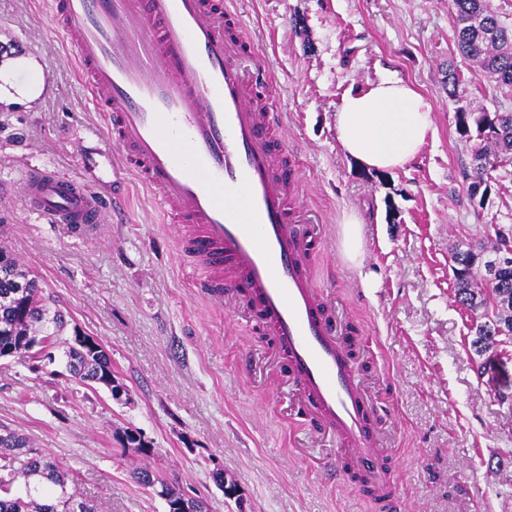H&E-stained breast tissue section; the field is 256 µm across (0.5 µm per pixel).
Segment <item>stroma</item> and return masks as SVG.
I'll return each instance as SVG.
<instances>
[{
	"label": "stroma",
	"mask_w": 512,
	"mask_h": 512,
	"mask_svg": "<svg viewBox=\"0 0 512 512\" xmlns=\"http://www.w3.org/2000/svg\"><path fill=\"white\" fill-rule=\"evenodd\" d=\"M251 49L268 67L285 114L288 153L302 182L298 205L328 243L314 260L325 300L374 344L363 358L371 397L399 428L391 448L398 490L414 512H512V339L478 358L471 316L457 305L449 255L512 225V158L487 172L491 191L471 198L475 139L456 110L512 111L498 86L459 54L448 0H235ZM0 52L36 60L41 94L0 102V246L36 274L61 308L104 346L120 397L75 384L65 343L38 368L0 359V426L56 457L80 494L104 512H167L140 467L162 472L211 512H375L351 487L327 479L336 453L296 419L268 384V342L245 327L231 298L197 291L174 225L136 182L109 185L94 152L102 122L44 0H0ZM462 81L449 100L447 68ZM395 77L432 108L433 132L404 168L360 169L337 139L342 97ZM42 163L126 200L123 223L77 239L25 209L21 178ZM356 210L365 234L360 266L341 250L339 219ZM258 355L244 371V354ZM507 400H500V393ZM147 453L125 448V430ZM237 485L226 495L212 475Z\"/></svg>",
	"instance_id": "obj_1"
}]
</instances>
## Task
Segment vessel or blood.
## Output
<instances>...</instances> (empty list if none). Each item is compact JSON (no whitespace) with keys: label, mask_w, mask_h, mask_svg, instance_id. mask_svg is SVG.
Here are the masks:
<instances>
[{"label":"vessel or blood","mask_w":512,"mask_h":512,"mask_svg":"<svg viewBox=\"0 0 512 512\" xmlns=\"http://www.w3.org/2000/svg\"><path fill=\"white\" fill-rule=\"evenodd\" d=\"M47 15L104 117L113 174L129 172L178 225L200 294L231 295L270 337L299 413L339 448L330 479L376 512H404L351 330L319 295L314 259L325 240L294 202L284 115L240 18L225 0H48ZM21 191L31 215L79 234L97 231L105 209L123 208L44 164L27 168Z\"/></svg>","instance_id":"b4317fda"}]
</instances>
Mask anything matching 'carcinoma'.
Segmentation results:
<instances>
[{
    "mask_svg": "<svg viewBox=\"0 0 512 512\" xmlns=\"http://www.w3.org/2000/svg\"><path fill=\"white\" fill-rule=\"evenodd\" d=\"M457 27L461 55L478 64L498 85L512 87V25L503 23L489 0H449ZM460 136L477 132L471 165L482 175L492 162L512 156V112H475L463 106L456 112ZM504 241L491 246L482 241L457 248L450 254L455 279V298L475 314L472 347L479 356L494 350L500 337L512 336V269L498 280L488 277V258ZM0 265V358H16L38 368L52 359L50 348L67 329V314L50 307L39 278L11 253ZM68 371L77 382L92 387L112 386V362L103 345L88 341L78 326L72 327ZM137 481L157 490L168 512H209L206 501L186 498L159 472L144 467L135 472ZM73 473L49 454L30 448L23 436L13 432L0 438V512H101L92 500L71 490Z\"/></svg>",
    "mask_w": 512,
    "mask_h": 512,
    "instance_id": "1",
    "label": "carcinoma"
}]
</instances>
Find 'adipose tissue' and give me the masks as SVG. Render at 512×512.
I'll list each match as a JSON object with an SVG mask.
<instances>
[{
    "instance_id": "obj_1",
    "label": "adipose tissue",
    "mask_w": 512,
    "mask_h": 512,
    "mask_svg": "<svg viewBox=\"0 0 512 512\" xmlns=\"http://www.w3.org/2000/svg\"><path fill=\"white\" fill-rule=\"evenodd\" d=\"M432 109L414 87L385 78L346 93L336 111L337 138L345 154L376 171L404 168L432 130Z\"/></svg>"
}]
</instances>
